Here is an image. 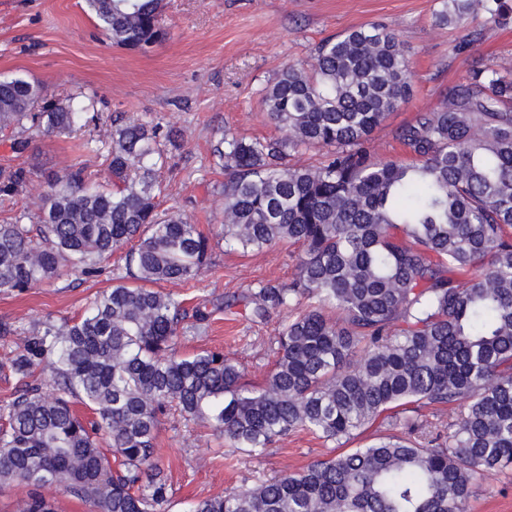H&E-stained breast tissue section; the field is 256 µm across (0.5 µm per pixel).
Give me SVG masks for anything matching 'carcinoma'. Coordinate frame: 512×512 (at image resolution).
<instances>
[{
    "label": "carcinoma",
    "mask_w": 512,
    "mask_h": 512,
    "mask_svg": "<svg viewBox=\"0 0 512 512\" xmlns=\"http://www.w3.org/2000/svg\"><path fill=\"white\" fill-rule=\"evenodd\" d=\"M112 45L146 53L169 36L163 0H83ZM435 18L462 26L512 17L507 0H440ZM412 91L396 36L366 24L323 41L306 68L263 90L285 139L224 138L221 235L243 254L280 241L299 248L288 283L217 303L257 322L287 311L264 385L244 381L217 350L175 354L206 306L162 289L190 283L210 240L178 209L158 211L165 146L181 133L111 117L105 183L69 165L46 180L37 213L0 224V292L65 271L84 277L132 244V283L95 297L77 320L47 323L5 366L18 377L0 406V484L28 487L17 512H56L55 485L93 512H166L158 425L175 408L206 424L225 452L260 456L295 431L347 444L373 441L305 469L205 499L189 512H464L476 482L512 467V68L487 63L448 88L440 106L399 128L410 161L380 160L369 141ZM98 93L51 94L0 73V131L82 129ZM323 151L312 166L289 158ZM37 172L0 167V195ZM89 408L86 421L75 404ZM460 408L448 432L424 433L422 411ZM109 440L114 459L100 448Z\"/></svg>",
    "instance_id": "1"
}]
</instances>
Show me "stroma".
<instances>
[{"label":"stroma","instance_id":"1","mask_svg":"<svg viewBox=\"0 0 512 512\" xmlns=\"http://www.w3.org/2000/svg\"><path fill=\"white\" fill-rule=\"evenodd\" d=\"M439 0H166L162 16L171 37L142 54L112 46L84 10L83 0H0V73H18L43 82L52 93L92 88L103 97L104 116L93 132L38 137L22 155L0 132V165L40 163L41 170L15 197L0 199V220L36 212L46 177L64 165L82 163L95 182L106 177L112 113L155 120L179 129L183 139L171 150L162 173V208H178L211 242L210 260L198 281L173 286L189 305L231 298L266 282H286L296 272L297 246L280 242L259 253L241 255L224 245L220 232L219 190L224 171L214 150L224 136L280 138L269 122L262 92L288 66L309 64L326 38L365 24H379L405 47L413 70L409 102L374 131L372 154L406 159L397 129L435 110L449 86L476 58L512 67V20L503 25L471 16L467 26L482 39L471 55L454 47L465 28L435 23ZM123 252L105 263L103 274L84 279L67 272L51 283L22 293H0V404L17 387L7 358L22 350L31 331L50 321L80 317L94 296L124 276ZM283 314L254 323L241 315L212 311L197 335L178 337L174 349L190 355L219 350L238 362L245 379L261 385L271 370ZM158 459L168 485L169 512H186L191 502L250 487L284 472L299 471L335 455L332 444L297 432L261 458L225 455L211 430L188 423L178 411L163 417L156 437ZM466 512H512V468L492 472L476 483Z\"/></svg>","mask_w":512,"mask_h":512}]
</instances>
